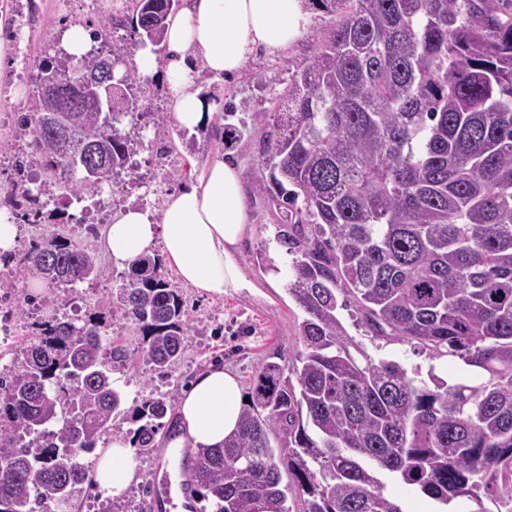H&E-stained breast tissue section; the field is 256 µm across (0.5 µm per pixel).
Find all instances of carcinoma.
<instances>
[{
    "mask_svg": "<svg viewBox=\"0 0 512 512\" xmlns=\"http://www.w3.org/2000/svg\"><path fill=\"white\" fill-rule=\"evenodd\" d=\"M92 31L99 50L34 60L30 152L18 170L45 173L41 191L99 194L145 144L170 154L161 125H139L147 83L133 56L162 45L180 0H124ZM329 19L312 60L288 77L265 132L257 191L290 222L286 288L304 317L291 365L265 364L237 432L183 460L190 495L212 512H403L384 492L394 475L431 499L491 497L512 512V0H321ZM130 30L133 38L115 37ZM104 56L122 66L124 109L112 124L72 94L69 141L46 126L60 101L43 94L47 65L78 80ZM89 145L112 168L88 180L68 156ZM15 275L70 287L96 276L93 253L60 225L29 243ZM353 301L378 334L448 353L488 375L478 385H420L395 361L376 362L344 327ZM107 312L54 314L0 368V512H46L89 482L85 453L112 432L124 346L103 336L105 314L142 335V362L164 375L189 333L180 290L158 260L132 264ZM176 391L149 392L131 416L138 448L158 447Z\"/></svg>",
    "mask_w": 512,
    "mask_h": 512,
    "instance_id": "carcinoma-1",
    "label": "carcinoma"
}]
</instances>
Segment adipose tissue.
Listing matches in <instances>:
<instances>
[{
    "label": "adipose tissue",
    "mask_w": 512,
    "mask_h": 512,
    "mask_svg": "<svg viewBox=\"0 0 512 512\" xmlns=\"http://www.w3.org/2000/svg\"><path fill=\"white\" fill-rule=\"evenodd\" d=\"M309 21L304 0H183L179 12L167 20L166 61H159L146 47L137 50L134 65L141 76H162L173 127L195 134L211 125L216 110L196 84V66L217 79L236 75L254 50L270 56L285 52ZM248 222L239 170L217 157L170 193L162 210L147 203L121 208L106 229L105 245L120 268L159 250L182 283L199 293L221 296L252 286L237 260ZM244 406L236 375L220 366L208 367L183 396L177 427L163 444L218 447L237 431ZM135 476L130 442L113 438L92 472L94 483L118 498Z\"/></svg>",
    "instance_id": "obj_1"
}]
</instances>
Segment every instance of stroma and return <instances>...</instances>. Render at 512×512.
<instances>
[{"instance_id":"1","label":"stroma","mask_w":512,"mask_h":512,"mask_svg":"<svg viewBox=\"0 0 512 512\" xmlns=\"http://www.w3.org/2000/svg\"><path fill=\"white\" fill-rule=\"evenodd\" d=\"M9 18L21 30L20 42H13L7 36L3 24ZM99 20L90 0H0V51L5 54L0 60V206L20 176L12 156L28 149L26 141L15 135L17 118L27 112L30 103L32 72L28 61L48 48H61L62 34L71 24ZM324 29V13L312 10L306 31L281 56H253L240 77L231 81L208 75L200 78L204 93L211 95L213 101L233 104L248 127L241 139L227 140L218 133L225 120L216 118L211 129L182 138L173 157L186 177L194 165L204 164L219 154H232L238 162L249 212L248 230L239 244L238 259L253 287L223 296H205L193 288L182 287L190 325L182 359L167 376L154 374L140 363L115 371L114 376L126 394V411H133L140 404L148 388L162 392L186 391L194 376L212 363L235 372L244 394H251L253 381L263 365L290 363L303 351L296 330L303 313L286 290L282 271L285 254L275 239L279 224L285 221L284 212L259 195L256 186L263 176L259 162L264 150L262 136L272 121L276 99L285 96L288 90V70L312 59ZM259 73L266 76V85H258L255 76ZM70 208L72 213L64 230L96 255L98 275L59 293L47 287L35 294L26 281L15 278L9 267L0 265V283L12 286L19 297L34 298L16 323L17 343H24L36 312L56 304L68 314L99 310L123 283L122 271L113 265L104 250L101 235L88 232L99 217L97 197L84 196L82 201L72 202ZM341 319L371 359L398 362L409 377L426 382L436 376L451 383L477 382L482 378L476 368L467 366L458 357L436 355L407 341L376 335L354 310L342 311ZM135 461L137 480L122 498L114 500L91 489L77 501L78 512H146L150 495L144 489L145 482L158 481L165 472L174 478L180 471V456L167 455L162 447L149 455H136Z\"/></svg>"}]
</instances>
